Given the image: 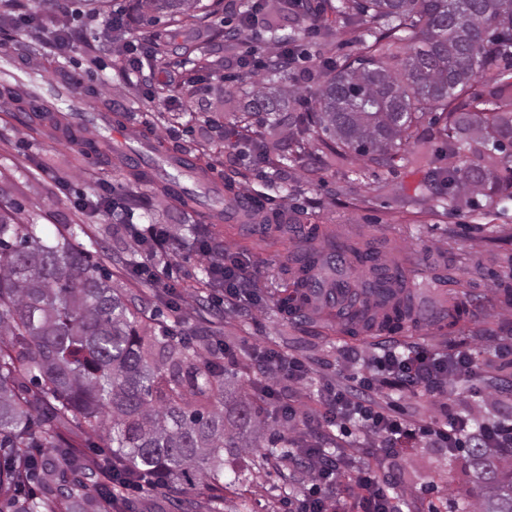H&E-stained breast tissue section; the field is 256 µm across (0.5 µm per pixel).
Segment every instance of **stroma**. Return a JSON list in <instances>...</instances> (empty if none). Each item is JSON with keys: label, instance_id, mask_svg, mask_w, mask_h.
Returning a JSON list of instances; mask_svg holds the SVG:
<instances>
[{"label": "stroma", "instance_id": "obj_1", "mask_svg": "<svg viewBox=\"0 0 512 512\" xmlns=\"http://www.w3.org/2000/svg\"><path fill=\"white\" fill-rule=\"evenodd\" d=\"M101 3L93 12L83 0H44L40 6L0 0V54L9 56L19 76L39 71L44 84L69 86L73 104L94 116L68 134L0 96L1 209H19L51 238L77 233L113 284L143 299L152 328L179 317L195 345L221 341L232 347L234 361L226 370L244 389L262 376L258 348L303 359L310 377L296 383L283 376L279 387L310 412L319 408L321 384H342L352 370L367 369L382 332L343 333L320 296L297 304L291 261L297 239L289 226L317 228L323 239L374 242L417 284H429L432 306L395 332L404 342L442 349L459 337L481 347L512 327V200L491 207L483 196L463 194L442 207L435 190L424 187L423 167L378 168L349 152L332 155L317 137L301 159L291 160L300 102L324 81L318 41L308 35L315 20L296 0H261L258 23L234 43L223 32L237 25L248 0H224L192 29L141 21L128 10L129 0ZM25 13L35 16L34 25L23 24ZM63 26L72 39L60 53L51 43ZM290 38L298 58L280 86L296 97L277 123L262 127L260 151L252 139L224 130L240 116L248 93L264 84L262 67L248 63V56L270 55ZM134 40L142 50L131 55ZM105 136L137 149L157 145L170 155L205 151L206 175L184 180L196 202L183 205L164 193L159 180H135L125 163L79 146ZM217 193L254 196L263 208L248 214L237 206L216 223ZM145 224L177 241L175 251L156 256L146 276L126 265L135 248L133 230ZM200 239L211 240L214 252L198 249ZM224 257L240 267L241 288L254 295L256 308L204 287L212 263ZM460 291L484 335L449 330L446 312ZM347 350L357 354L356 366L343 361ZM255 470L254 480L225 490L226 512H290L291 502L307 492L309 476L296 463L259 457ZM379 475L398 484L404 512H427L431 501L461 512L476 496L460 451L419 447L406 459L383 460Z\"/></svg>", "mask_w": 512, "mask_h": 512}]
</instances>
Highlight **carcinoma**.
<instances>
[{"label": "carcinoma", "mask_w": 512, "mask_h": 512, "mask_svg": "<svg viewBox=\"0 0 512 512\" xmlns=\"http://www.w3.org/2000/svg\"><path fill=\"white\" fill-rule=\"evenodd\" d=\"M155 23L200 21L199 0H136ZM356 36L362 53L338 64L322 59L326 80L299 118L300 135L318 128L324 145L379 166L418 147L424 122L444 121L437 155L417 154L453 204L458 193L512 199V112L475 89H512V0H320ZM295 49L263 68L268 86L249 111L275 116L289 98L276 79ZM0 85L45 114L37 93L3 71ZM469 153L472 159L457 161ZM312 233L299 247L293 286L307 299L322 248ZM334 257L352 278L326 294L351 336L412 320L415 296L405 270L367 243ZM138 297L112 287L110 274L66 236L45 241L18 213L0 212V497L12 512H100L116 488L159 472L156 487L194 508L182 494L204 487L224 499V449L244 468L265 421L218 359L197 360V347L143 320ZM27 380L32 389H19ZM45 418L33 431L34 409ZM100 433L109 458L95 462L71 436ZM44 448L46 453L34 454ZM480 495L474 512H512V450L469 448ZM37 481L42 492H22Z\"/></svg>", "instance_id": "obj_1"}]
</instances>
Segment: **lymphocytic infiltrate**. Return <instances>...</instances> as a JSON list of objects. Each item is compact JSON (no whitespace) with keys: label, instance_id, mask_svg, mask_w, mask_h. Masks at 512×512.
Instances as JSON below:
<instances>
[{"label":"lymphocytic infiltrate","instance_id":"lymphocytic-infiltrate-1","mask_svg":"<svg viewBox=\"0 0 512 512\" xmlns=\"http://www.w3.org/2000/svg\"><path fill=\"white\" fill-rule=\"evenodd\" d=\"M512 368V337L497 338L481 349L456 343L441 353L427 347H410L388 338L376 368L355 374L350 384L319 388L321 410L310 432L307 447L290 454L310 474V486L299 512H401L400 495L380 480L379 457H399L411 441L428 439L437 448L454 451L470 445L481 448L512 447V388L488 384L483 373L490 363ZM466 390L471 396L492 401L494 418L481 420L471 414L447 413L444 420L423 424L396 408H384L378 395L423 392L445 396ZM357 426L372 446L366 460L350 465L342 449L326 451L334 434H347ZM349 484L350 500L331 499L327 491L336 483Z\"/></svg>","mask_w":512,"mask_h":512}]
</instances>
